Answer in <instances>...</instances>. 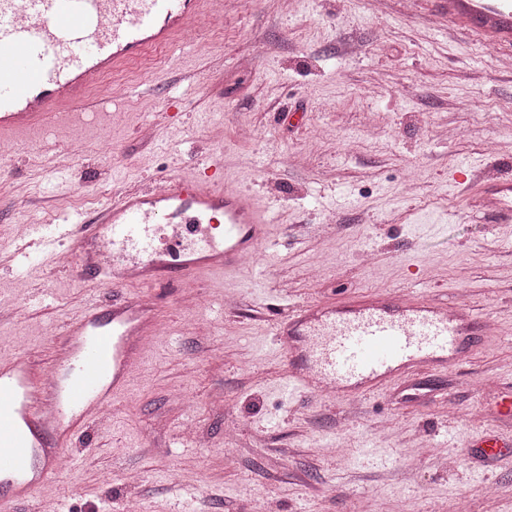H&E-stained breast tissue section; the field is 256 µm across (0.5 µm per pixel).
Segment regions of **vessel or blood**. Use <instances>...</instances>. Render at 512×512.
Returning a JSON list of instances; mask_svg holds the SVG:
<instances>
[{
  "instance_id": "vessel-or-blood-1",
  "label": "vessel or blood",
  "mask_w": 512,
  "mask_h": 512,
  "mask_svg": "<svg viewBox=\"0 0 512 512\" xmlns=\"http://www.w3.org/2000/svg\"><path fill=\"white\" fill-rule=\"evenodd\" d=\"M448 26L512 51V0H440ZM205 0H0V137L42 130L61 112L112 107L102 77L171 44ZM470 209L512 222V174L475 182ZM270 217L251 196L207 175L169 178L164 191H129L77 224L33 226L21 262L64 243L77 273L120 301L70 321L51 360L0 358V501L24 504L52 483L82 428L101 424L128 388L155 333L158 288L226 274L269 238ZM488 322L463 307L369 295L347 306L289 313L274 333L289 355V387L360 399L413 369L469 358Z\"/></svg>"
}]
</instances>
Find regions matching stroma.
Instances as JSON below:
<instances>
[{
    "label": "stroma",
    "mask_w": 512,
    "mask_h": 512,
    "mask_svg": "<svg viewBox=\"0 0 512 512\" xmlns=\"http://www.w3.org/2000/svg\"><path fill=\"white\" fill-rule=\"evenodd\" d=\"M449 32L436 0H224L221 26L114 74L103 123L63 113L0 163V355H50L109 290L18 267L27 226L92 216L122 191L200 171L272 219L256 262L166 292L107 426L52 493L69 512H512V223L468 210L455 177L512 171V66ZM27 280L31 299L16 292ZM398 292L490 318L470 359L350 405L289 394V309Z\"/></svg>",
    "instance_id": "stroma-1"
}]
</instances>
